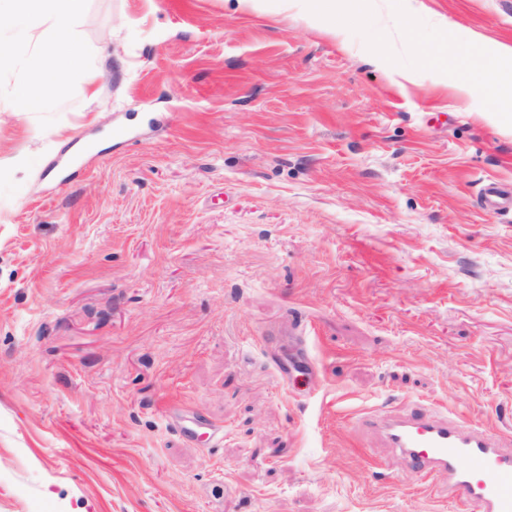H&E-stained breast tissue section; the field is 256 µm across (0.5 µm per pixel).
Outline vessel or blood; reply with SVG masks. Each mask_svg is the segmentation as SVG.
I'll return each mask as SVG.
<instances>
[{"mask_svg": "<svg viewBox=\"0 0 512 512\" xmlns=\"http://www.w3.org/2000/svg\"><path fill=\"white\" fill-rule=\"evenodd\" d=\"M479 194L489 211H512L511 183L483 180ZM362 425L408 473L446 476L449 501L474 512H512V446L494 431L418 407L378 410Z\"/></svg>", "mask_w": 512, "mask_h": 512, "instance_id": "1", "label": "vessel or blood"}]
</instances>
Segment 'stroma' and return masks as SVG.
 <instances>
[{
  "instance_id": "stroma-1",
  "label": "stroma",
  "mask_w": 512,
  "mask_h": 512,
  "mask_svg": "<svg viewBox=\"0 0 512 512\" xmlns=\"http://www.w3.org/2000/svg\"><path fill=\"white\" fill-rule=\"evenodd\" d=\"M83 0L0 54V512H467L359 426L512 441V0ZM24 156L26 169L4 167ZM83 0H1L2 10L26 18L31 14H40L50 21L56 50L51 61L42 69L29 75L25 83L17 90L18 103L24 112L40 109L44 103V94L52 89L66 70L82 67L83 57L71 39V21L73 13ZM319 7L315 10V18L321 20L325 26L326 31L329 32L333 37H336V41L343 42L341 30L338 23L336 22V2L335 0H316ZM468 69L471 80L454 86L456 93L464 95L470 91L473 83L484 84L491 102V112L497 113L505 127L512 128V46L478 43ZM479 194L483 205L492 212L512 211V184L494 179H485L481 182Z\"/></svg>"
}]
</instances>
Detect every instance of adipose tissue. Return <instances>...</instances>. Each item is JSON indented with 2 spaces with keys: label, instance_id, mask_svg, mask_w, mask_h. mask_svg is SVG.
<instances>
[{
  "label": "adipose tissue",
  "instance_id": "obj_1",
  "mask_svg": "<svg viewBox=\"0 0 512 512\" xmlns=\"http://www.w3.org/2000/svg\"><path fill=\"white\" fill-rule=\"evenodd\" d=\"M81 0H0V11L29 16L46 17L54 33L56 50L51 61L42 69L29 75L17 90L18 103L25 112L40 109L44 95L59 81L64 71L83 66L80 51L71 39V21ZM468 69L470 79L456 85L457 94H467L473 83L484 84L491 102L492 112L500 122L512 128V46L479 45Z\"/></svg>",
  "mask_w": 512,
  "mask_h": 512
}]
</instances>
